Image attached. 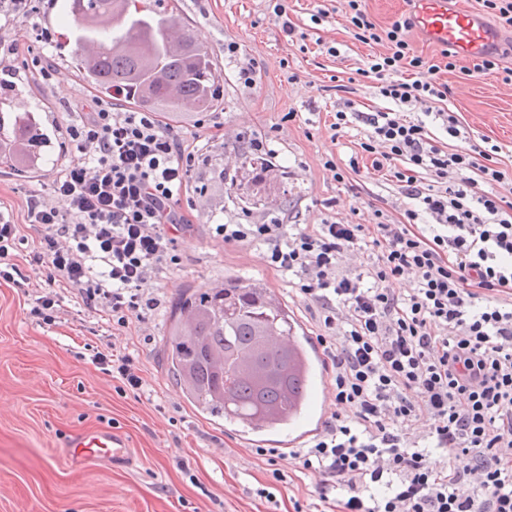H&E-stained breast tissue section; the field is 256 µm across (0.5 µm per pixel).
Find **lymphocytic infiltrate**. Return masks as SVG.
Here are the masks:
<instances>
[{"label": "lymphocytic infiltrate", "instance_id": "f902f5d3", "mask_svg": "<svg viewBox=\"0 0 512 512\" xmlns=\"http://www.w3.org/2000/svg\"><path fill=\"white\" fill-rule=\"evenodd\" d=\"M349 29L362 43H387L368 56L359 76L399 105H435L450 137L460 135L446 111L441 70L471 77L512 68L496 54L458 65L455 52L428 58L413 49L411 18L376 24L360 0H348ZM411 71L413 81L394 79ZM120 94L97 101L65 128L75 156L57 174V206L29 194L25 221L39 230L29 254L46 272L49 294L33 311L49 318L64 293L77 291L86 309L129 327L161 299L154 286L182 258L167 227L185 224L181 198L207 146L163 128L154 112L130 111ZM362 121L368 132L349 160L392 165L402 194L413 200L398 224H336L289 232L287 225L217 224L227 244L266 246L265 261L298 278L296 288L318 306L317 342L330 367L338 410L306 448L294 451L303 470L318 473V497L328 512H512V211L491 190L508 173L479 145L448 152L420 121L387 112L337 111L333 130ZM431 173L419 183L413 168ZM436 226L417 227L421 214ZM368 249L364 276L337 274L345 252ZM413 276L407 295L391 282ZM429 414L426 434L407 429ZM277 462L289 454L256 448Z\"/></svg>", "mask_w": 512, "mask_h": 512}]
</instances>
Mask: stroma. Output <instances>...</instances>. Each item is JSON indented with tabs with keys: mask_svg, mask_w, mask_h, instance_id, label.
<instances>
[{
	"mask_svg": "<svg viewBox=\"0 0 512 512\" xmlns=\"http://www.w3.org/2000/svg\"><path fill=\"white\" fill-rule=\"evenodd\" d=\"M224 73V95L207 112L205 124L166 117L164 127L183 138L206 130L209 162L190 177L186 213L189 231L175 238L181 264L156 280L162 305L145 322L113 328L107 314L87 310L68 293L52 319L33 314V292L44 270L24 257L16 263L29 289L0 281V512H294V501L313 508L317 475L292 471L276 504L255 496L269 467L253 448H298V435L312 421L326 422L337 407L325 367L311 390L309 411L295 425L261 434L242 432L220 417L196 409L182 394L163 362L171 305L184 288L208 289L230 278L254 279L279 295L299 330L316 338L322 329L315 306L270 269L264 249L216 240L215 224H269L285 221L315 229L339 224H396L411 204L395 182L363 163L359 173L338 182L327 159L347 164L366 127L353 122L342 136L330 126L344 102L359 112H398L424 117L423 106H397L379 95L371 80L357 78L373 46L355 40L346 21L347 0H286L299 39L286 37L266 0H174ZM40 22L58 35L47 46L31 26L0 31L13 50L0 49V69L11 70L21 100L46 134L38 171L0 169V211L24 227L29 242L38 231L24 222L25 199L39 193L55 203L53 180L69 162L64 142L73 105L91 106L98 92L84 85L72 65L74 42L61 35L74 26L68 0H40ZM235 53H227V46ZM336 47L330 56L328 47ZM47 55L55 67L50 81L30 69L31 58ZM255 65L252 83L240 78ZM449 88L447 108L461 122L460 137L448 135L441 121L425 119L429 138L447 150L470 144L497 147L512 169V85L497 71L464 79L441 71ZM262 141L274 165L267 180L237 191L248 181L240 153L246 138ZM249 182V181H248ZM117 349L131 355L145 385L139 393L93 364L94 352ZM110 427L132 448L127 467L107 464L72 470L64 459L66 442L77 432Z\"/></svg>",
	"mask_w": 512,
	"mask_h": 512,
	"instance_id": "35a3bbf8",
	"label": "stroma"
}]
</instances>
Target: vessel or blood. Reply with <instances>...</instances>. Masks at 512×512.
Returning a JSON list of instances; mask_svg holds the SVG:
<instances>
[{
	"label": "vessel or blood",
	"instance_id": "b4317fda",
	"mask_svg": "<svg viewBox=\"0 0 512 512\" xmlns=\"http://www.w3.org/2000/svg\"><path fill=\"white\" fill-rule=\"evenodd\" d=\"M416 12L417 31L426 42L468 55L484 51L492 39L488 26L465 11L449 7L448 0H418ZM66 456L75 470L99 460L123 466L132 458L126 437L102 427L76 433L67 445Z\"/></svg>",
	"mask_w": 512,
	"mask_h": 512
}]
</instances>
